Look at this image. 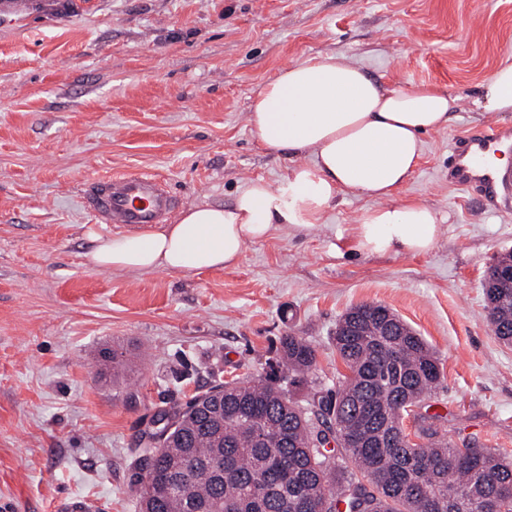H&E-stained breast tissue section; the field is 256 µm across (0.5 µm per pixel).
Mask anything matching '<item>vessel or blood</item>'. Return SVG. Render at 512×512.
<instances>
[{
  "label": "vessel or blood",
  "instance_id": "b4317fda",
  "mask_svg": "<svg viewBox=\"0 0 512 512\" xmlns=\"http://www.w3.org/2000/svg\"><path fill=\"white\" fill-rule=\"evenodd\" d=\"M512 131L489 125L485 134L462 136L451 146L448 178L455 186L489 197L512 194V176L486 173L477 158L494 146H505ZM83 203L99 221L117 228H145L160 223L175 207L165 183L149 173L109 174L86 183Z\"/></svg>",
  "mask_w": 512,
  "mask_h": 512
}]
</instances>
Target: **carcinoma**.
<instances>
[{
    "instance_id": "carcinoma-1",
    "label": "carcinoma",
    "mask_w": 512,
    "mask_h": 512,
    "mask_svg": "<svg viewBox=\"0 0 512 512\" xmlns=\"http://www.w3.org/2000/svg\"><path fill=\"white\" fill-rule=\"evenodd\" d=\"M484 285L491 330L512 345V296ZM336 351L349 370L336 389L294 400L288 386L315 365L313 346L284 336L286 385L224 384L197 403L161 410L173 429L162 445L144 432L136 446L140 512H512V462L485 448H457L403 419L439 384L438 358L381 304L350 308L336 323ZM336 445L354 472L336 480Z\"/></svg>"
}]
</instances>
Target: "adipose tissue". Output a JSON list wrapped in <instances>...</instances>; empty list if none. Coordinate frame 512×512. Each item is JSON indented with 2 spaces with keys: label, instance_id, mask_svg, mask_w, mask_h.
Listing matches in <instances>:
<instances>
[{
  "label": "adipose tissue",
  "instance_id": "adipose-tissue-1",
  "mask_svg": "<svg viewBox=\"0 0 512 512\" xmlns=\"http://www.w3.org/2000/svg\"><path fill=\"white\" fill-rule=\"evenodd\" d=\"M470 104L475 112H512L511 55ZM459 105V96L432 84L384 88L340 53L293 62L260 88L248 114L261 142L293 162L279 184L252 180L231 206L194 204L157 229L96 237L87 259L137 274L233 267L247 244L321 224L340 196L376 202L352 228L360 252L427 253L444 216L394 197L423 157V134L447 127Z\"/></svg>",
  "mask_w": 512,
  "mask_h": 512
}]
</instances>
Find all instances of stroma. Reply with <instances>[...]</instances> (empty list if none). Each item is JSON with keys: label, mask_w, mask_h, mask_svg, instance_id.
I'll return each mask as SVG.
<instances>
[{"label": "stroma", "mask_w": 512, "mask_h": 512, "mask_svg": "<svg viewBox=\"0 0 512 512\" xmlns=\"http://www.w3.org/2000/svg\"><path fill=\"white\" fill-rule=\"evenodd\" d=\"M348 56L390 89L438 85L468 99L512 53V0H38L0 10V512H52L86 496L99 512H139L138 432L154 413L217 383L285 375L282 336L309 341L314 374L346 368L336 322L378 303L435 351L441 385L406 416L456 447L512 459V345L486 318L488 266L512 251V207L449 184V146L512 112L461 106L396 196L449 219L422 255L359 252L353 224L373 207L340 198L311 232L247 244L241 262L133 274L86 262L109 235L82 203L90 179L162 176L177 209L230 204L289 161L247 118L279 69ZM131 359L96 376L99 352Z\"/></svg>", "instance_id": "1"}]
</instances>
